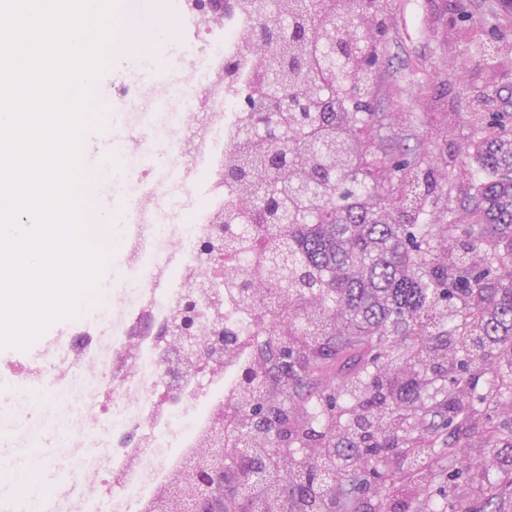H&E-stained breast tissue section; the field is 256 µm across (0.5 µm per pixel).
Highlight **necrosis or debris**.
Returning a JSON list of instances; mask_svg holds the SVG:
<instances>
[{
  "label": "necrosis or debris",
  "instance_id": "necrosis-or-debris-1",
  "mask_svg": "<svg viewBox=\"0 0 512 512\" xmlns=\"http://www.w3.org/2000/svg\"><path fill=\"white\" fill-rule=\"evenodd\" d=\"M195 2L181 0L176 19L207 55L206 95L195 97L198 77L191 67L184 68L176 87L121 83L113 89L130 120L125 143L137 162L136 183L146 178L139 158L153 153L164 155L175 174L152 194L130 193L135 207L152 221L118 229L122 249L114 255L111 311L101 326L74 324L67 339L49 342L38 358L9 366L15 377L49 385L78 409L66 429L72 443L86 450L72 470L79 512H101L104 501L112 512H148L158 492L181 475L192 451L202 447L213 414L228 397L224 376L234 369L239 348L259 353L280 325L272 313L244 309L226 290V273L252 278L250 255L225 259L220 271L200 257L213 214L240 201L224 177V165L246 118L243 104L250 85L236 71L256 62L245 41L256 19L243 0H224L220 13L202 12ZM157 98L167 103L158 128L138 117ZM196 104L201 112H193ZM174 186L197 197V205L185 213L168 211ZM201 281L207 284L202 301L218 308L208 324H222L236 348L223 364L175 377L162 361L163 346L153 330L174 318L186 291ZM147 323L152 326L148 332L143 329ZM168 385L180 387L178 403L166 400Z\"/></svg>",
  "mask_w": 512,
  "mask_h": 512
}]
</instances>
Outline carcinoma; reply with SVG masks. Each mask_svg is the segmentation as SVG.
Returning a JSON list of instances; mask_svg holds the SVG:
<instances>
[{
  "label": "carcinoma",
  "instance_id": "carcinoma-1",
  "mask_svg": "<svg viewBox=\"0 0 512 512\" xmlns=\"http://www.w3.org/2000/svg\"><path fill=\"white\" fill-rule=\"evenodd\" d=\"M275 33L261 47V73L227 165L241 207L224 210V243L241 248L242 225L262 252L254 280L230 279L246 308L277 314L284 328L269 352L237 368V397L224 402L234 430L224 446L278 459L268 415L282 413L291 440L288 488H244L262 512H324L341 494L375 483L391 512H407L411 488L450 482L451 467L412 470L394 482L396 458L437 455L424 426L480 434L490 446L505 419L491 412L512 393V125L493 114L494 140L461 152L485 170L455 224L422 223L425 199L444 192L437 170L406 155L370 161L359 110H370L361 62L388 23L382 0H251ZM288 94L284 112H265ZM398 180L402 190H385ZM351 361L338 393L307 376L327 360ZM483 387H478L479 380Z\"/></svg>",
  "mask_w": 512,
  "mask_h": 512
}]
</instances>
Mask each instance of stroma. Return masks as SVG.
<instances>
[{"label":"stroma","mask_w":512,"mask_h":512,"mask_svg":"<svg viewBox=\"0 0 512 512\" xmlns=\"http://www.w3.org/2000/svg\"><path fill=\"white\" fill-rule=\"evenodd\" d=\"M387 11L389 30L373 88L375 117L365 133L370 144H383L391 155L406 145L424 162L447 159L448 201L428 212L432 223L443 224L467 190L461 173L479 170L460 153L461 144L495 133L470 124L475 91L499 99L512 112V0H387ZM201 58L200 46L179 31L147 47L130 44L125 53L111 55L109 69L95 84L99 103L110 106L115 84L145 82L156 70L173 79L184 66L200 65ZM450 110L458 114L451 129L445 121ZM18 388L10 373H0V458L19 469L27 456H35L46 488L43 503L59 512L74 485L67 463L72 449L64 440L73 410L45 386L32 384L30 408L17 412ZM484 455L479 435L466 434L455 439L450 455L431 458L430 467L450 461L462 472L459 482L435 492L437 503H461L479 512V493L461 499L456 492L480 471Z\"/></svg>","instance_id":"35a3bbf8"}]
</instances>
